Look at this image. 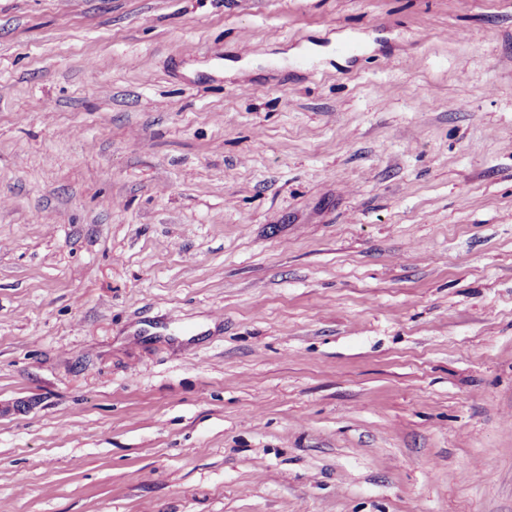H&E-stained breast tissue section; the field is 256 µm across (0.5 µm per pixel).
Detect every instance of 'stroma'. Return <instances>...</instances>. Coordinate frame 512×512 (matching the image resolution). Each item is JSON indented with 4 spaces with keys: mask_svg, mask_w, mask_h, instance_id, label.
<instances>
[{
    "mask_svg": "<svg viewBox=\"0 0 512 512\" xmlns=\"http://www.w3.org/2000/svg\"><path fill=\"white\" fill-rule=\"evenodd\" d=\"M0 512H512V0H0Z\"/></svg>",
    "mask_w": 512,
    "mask_h": 512,
    "instance_id": "1",
    "label": "stroma"
}]
</instances>
